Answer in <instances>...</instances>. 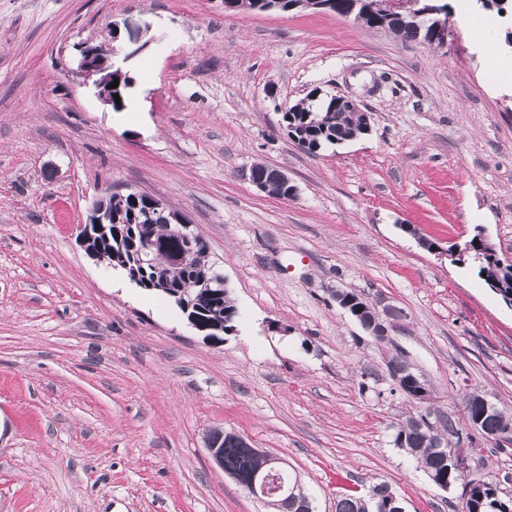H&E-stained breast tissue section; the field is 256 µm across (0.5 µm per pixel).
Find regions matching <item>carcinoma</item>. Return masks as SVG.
I'll return each instance as SVG.
<instances>
[{
    "instance_id": "carcinoma-1",
    "label": "carcinoma",
    "mask_w": 512,
    "mask_h": 512,
    "mask_svg": "<svg viewBox=\"0 0 512 512\" xmlns=\"http://www.w3.org/2000/svg\"><path fill=\"white\" fill-rule=\"evenodd\" d=\"M352 0H316L312 5H300L305 9H322L343 15ZM360 12L353 16L354 21L367 29L383 28L407 41H417L427 48L441 41L436 30L440 13L449 11V5L441 0H408L401 16L390 19L388 16L371 10V0H361ZM480 6L498 16H512V0H477ZM282 127L287 137L297 140L298 146L309 154H316L326 145H336L347 141L356 131L358 117L354 112H343L336 107V98L330 97L321 112L314 111L310 104L301 100L285 109L281 116ZM281 170L271 167L251 171L253 178L265 185L268 194L276 197L285 195L280 179ZM111 221L104 230L93 233L89 246L98 258L124 270L128 277L135 278V284L146 290L153 289L168 294L176 288L182 299L195 302L200 323L206 334L219 338L235 329L236 306L230 293L222 298L207 295V289L200 286V278L209 274L212 263L208 255V245L201 243L190 259L189 266H177L174 252L178 247L172 235V225L168 223L159 201L145 194L132 192L114 193L107 204ZM167 244L153 256V263L139 265V252L148 244ZM477 268L484 282L501 298L512 296V265L501 266L494 257L487 254L470 253L459 260ZM351 316L361 320L374 315L362 295L347 291ZM412 399L419 405L416 413L408 416L394 434L393 443L422 468L428 478L448 483L460 481L467 490L468 498L462 512H512V493H505L500 481L493 476L466 479V474L451 467L448 454L443 452L447 438L459 435L460 427L450 417L433 421L425 429L419 427L421 420L430 415L428 404L418 396ZM472 402L471 416L481 419V431L491 434L498 429H506L512 424V416L497 407L485 408L484 395L469 394ZM210 435L222 438L224 448V471L238 476H246L259 466V458L251 449L242 446L240 435L219 429ZM280 480L288 490V502L275 499L267 504L273 512H316L313 500L305 492L298 480L286 470H281ZM392 488L387 483L373 487L369 496L345 495L336 502V512H392L384 508L390 498Z\"/></svg>"
}]
</instances>
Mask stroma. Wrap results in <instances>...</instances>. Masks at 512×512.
Wrapping results in <instances>:
<instances>
[{
	"mask_svg": "<svg viewBox=\"0 0 512 512\" xmlns=\"http://www.w3.org/2000/svg\"><path fill=\"white\" fill-rule=\"evenodd\" d=\"M126 19L149 42L115 112L76 60ZM448 23L430 49L330 11L0 0V512H266L212 464L214 427L281 458L319 512L379 483L406 512H460L394 446L414 403L386 367L404 349L455 421L473 392L512 414V307L419 244L482 230L512 257V47L483 58ZM314 89L358 100L370 132L300 150L281 114ZM258 162L295 197L258 191ZM109 187L195 224L237 307L223 342L85 252ZM339 288L404 310L392 344Z\"/></svg>",
	"mask_w": 512,
	"mask_h": 512,
	"instance_id": "obj_1",
	"label": "stroma"
}]
</instances>
